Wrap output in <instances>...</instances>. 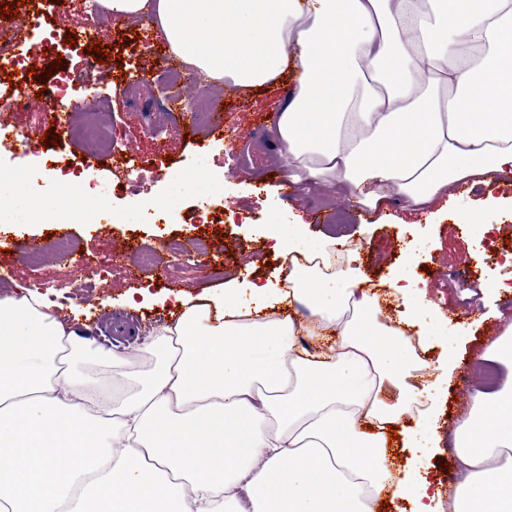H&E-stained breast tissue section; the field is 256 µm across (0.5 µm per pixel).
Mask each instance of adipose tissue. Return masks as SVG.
<instances>
[{
    "instance_id": "1",
    "label": "adipose tissue",
    "mask_w": 512,
    "mask_h": 512,
    "mask_svg": "<svg viewBox=\"0 0 512 512\" xmlns=\"http://www.w3.org/2000/svg\"><path fill=\"white\" fill-rule=\"evenodd\" d=\"M148 16L171 52L251 91L298 76L271 116L280 155L375 209L512 174V0H101ZM482 111H474V104ZM276 238L282 287L181 299L124 353L34 294L0 295V512H512V375L453 429L448 494L416 475L451 369L417 354L423 309L395 275L399 325L355 249ZM303 307L283 316L272 297ZM418 326L417 338L406 335ZM409 456L396 471L388 433Z\"/></svg>"
}]
</instances>
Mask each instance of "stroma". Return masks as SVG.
<instances>
[{
	"label": "stroma",
	"instance_id": "obj_1",
	"mask_svg": "<svg viewBox=\"0 0 512 512\" xmlns=\"http://www.w3.org/2000/svg\"><path fill=\"white\" fill-rule=\"evenodd\" d=\"M54 2L31 0L34 9L43 15L73 78L70 96L77 107L71 112L72 119H79L89 110L108 109L112 137L122 155L151 158L158 177L139 190L100 199L97 208L106 217L102 224L93 223L87 215L70 222L56 215L8 225L10 237L33 249L32 254L14 264L9 291L38 283L59 296L69 291L73 267L61 261L45 239L47 231L63 229L73 249L84 250L98 263L81 272L89 284L83 303L62 307L57 314L66 324L89 329L99 338H111L112 350L124 351L132 349L134 341L153 335L158 325L176 321L179 310L170 299L173 293L198 295L216 290L223 287L230 274L237 276L243 286L253 281L278 284L282 259L266 237L270 223L282 224L285 232L302 237L312 246L326 234L345 236L357 251L369 288L386 293L392 276L405 272L417 295L439 306L448 317L447 322L436 324L437 339L428 345L424 358L429 362L437 359L442 351L439 338L444 335L455 347L458 365L448 378L446 396L434 424L442 437L440 448L435 455L424 458L418 472L432 486L448 488L457 478L454 422L470 396L494 393L508 375L504 366L481 361L480 355L488 341L512 323V288L503 285L512 277V262H501L489 251L492 235L479 223L484 219L487 197L500 199L508 208L499 214L495 233L512 237V177L490 187L470 181L459 184L451 202L440 200L415 212L405 210L395 197L377 213L358 204L353 194H341L326 185L295 183L292 196L281 198L282 186L273 173L283 170L284 163L266 139L253 145L263 166L272 170L265 176L263 187H255L249 176L236 174L233 151L240 136L252 129L256 114L276 110L283 85L247 93L214 82L203 92L196 83L187 81L178 94H171L161 71L180 68L181 60L164 48L162 35L152 25L116 15L111 18L108 36L100 40L108 48V61L89 67L85 42L73 46L65 37L97 24L104 8L97 0H80L77 9L63 11ZM87 82L97 85L96 95L85 94L83 85ZM204 94L224 101V133L213 136L202 129L193 141H186L177 129L175 108L198 105ZM46 116V109L37 101L4 112L0 124L5 127V142L21 138L39 142L47 130ZM152 124L165 131L168 158L153 155L155 139L148 130ZM206 150L223 158L224 196L218 203L223 223L196 224L199 202L194 197L183 199L175 223L152 222L147 209L141 208V200L170 197L171 189L164 179L169 168L209 177V167L200 163V155ZM316 209L327 212L329 221L312 223L310 214ZM199 234L208 238L205 252L164 254V262L175 269L170 277L138 267L133 257L119 265L110 262L113 252L127 240L145 248L158 246L167 237ZM470 273L476 280L469 290L450 285V278L461 279ZM487 282L495 286L488 294L483 291ZM133 291L144 293L145 302L130 304L127 295Z\"/></svg>",
	"mask_w": 512,
	"mask_h": 512
}]
</instances>
